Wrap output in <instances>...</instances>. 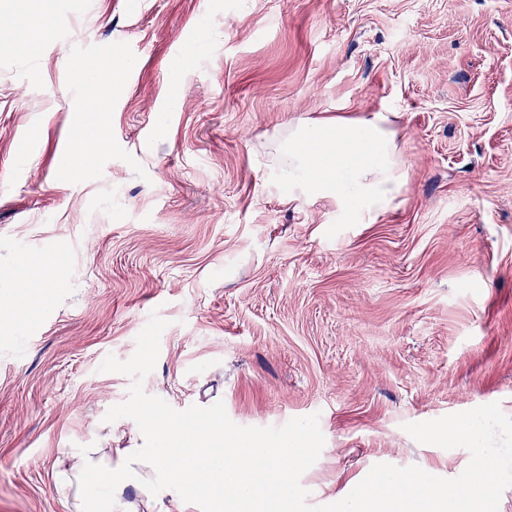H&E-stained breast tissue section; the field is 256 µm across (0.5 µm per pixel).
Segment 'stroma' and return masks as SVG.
Returning a JSON list of instances; mask_svg holds the SVG:
<instances>
[{"label": "stroma", "instance_id": "stroma-1", "mask_svg": "<svg viewBox=\"0 0 512 512\" xmlns=\"http://www.w3.org/2000/svg\"><path fill=\"white\" fill-rule=\"evenodd\" d=\"M110 40L133 52L98 59L121 85L90 115L77 76ZM381 108L385 213L290 197L291 126ZM23 265L46 291L16 292ZM0 296V512H75L61 457L142 447L99 366L154 311L146 393L241 426L318 414L309 503L379 463L458 476L466 449L403 426L512 416V0H0Z\"/></svg>", "mask_w": 512, "mask_h": 512}]
</instances>
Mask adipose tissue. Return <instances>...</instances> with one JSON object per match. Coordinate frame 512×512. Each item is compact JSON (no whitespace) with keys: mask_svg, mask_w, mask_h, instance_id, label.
<instances>
[{"mask_svg":"<svg viewBox=\"0 0 512 512\" xmlns=\"http://www.w3.org/2000/svg\"><path fill=\"white\" fill-rule=\"evenodd\" d=\"M280 168L289 186L309 198L329 197L344 212L375 220L385 211L402 186L403 160L398 150L390 112L379 110L344 120L315 119L296 128L280 157ZM205 451L191 448L182 473L167 472L160 449L117 448L107 453L87 448L65 456L62 463L67 485L74 492L78 512H167L154 493V482L166 477L171 493L192 498L197 489L198 457H205L207 485L226 512H238L240 503L254 499L257 487L285 495L288 477L274 463L281 451L263 448L264 464L257 475L239 479L234 494L223 491L226 449L221 431L209 434ZM136 487L137 499L125 498Z\"/></svg>","mask_w":512,"mask_h":512,"instance_id":"obj_1","label":"adipose tissue"}]
</instances>
